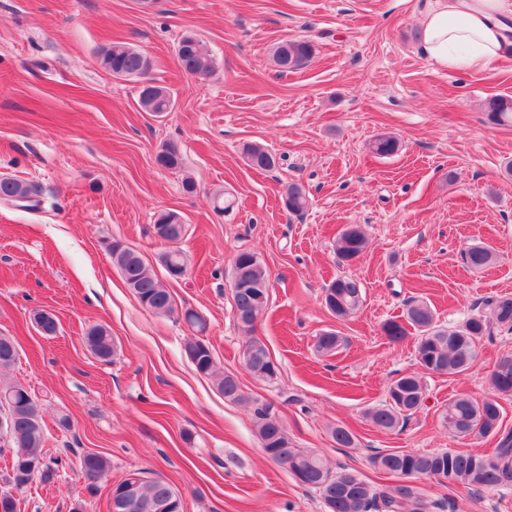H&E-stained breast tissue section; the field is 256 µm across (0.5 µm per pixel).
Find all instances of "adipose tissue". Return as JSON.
Returning <instances> with one entry per match:
<instances>
[{"label":"adipose tissue","instance_id":"ef3b65f1","mask_svg":"<svg viewBox=\"0 0 512 512\" xmlns=\"http://www.w3.org/2000/svg\"><path fill=\"white\" fill-rule=\"evenodd\" d=\"M420 49L442 68H495L512 49V0H435L423 17Z\"/></svg>","mask_w":512,"mask_h":512}]
</instances>
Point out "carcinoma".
<instances>
[{
    "label": "carcinoma",
    "instance_id": "carcinoma-1",
    "mask_svg": "<svg viewBox=\"0 0 512 512\" xmlns=\"http://www.w3.org/2000/svg\"><path fill=\"white\" fill-rule=\"evenodd\" d=\"M315 47L309 40L293 39L280 42L273 51V61L281 73L301 68L314 55ZM180 68L188 75L204 77L215 67L214 58L203 40L193 36L177 53ZM101 64L115 77L125 78L137 71L152 69L150 57L128 43L116 41L101 54ZM139 106L156 115L170 112L174 99L161 86L140 91ZM487 118L493 124L512 120V99L493 97L486 106ZM399 148L392 136H378L371 143V150L379 156H388ZM249 166L260 171H270L277 166L276 154L255 144L243 147ZM156 162L170 170H179L183 158L173 144L162 146ZM34 185L13 177L0 180V197L9 200L15 196L36 195ZM288 211L299 214L309 206L306 191L301 185L288 186ZM181 215L173 210L163 211L155 224L169 225L174 238L179 239L177 225ZM367 239L358 225L345 227L336 239V256L343 262L358 259L366 249ZM106 249L112 263L121 272L128 288L147 310L162 316L175 313V301L161 283L154 270L140 254L120 241L107 243ZM467 263L476 269L491 265L495 253L483 245H473L465 252ZM160 263L171 273L188 271V258L182 248L171 246L160 255ZM231 288L237 322L248 334L245 347L254 351L255 358L249 371L260 380L271 381L278 375V366L270 364V353L262 338L254 335L255 319L264 316L269 303L270 278L260 257L251 250H240L231 264ZM324 298L326 308L338 319L355 316L362 308L361 283L348 276L334 279ZM497 325L512 331V297H501L491 302ZM488 329L487 323L476 315L455 327L437 323L430 306L411 299L406 304L403 319L388 320L382 326L384 334L393 342H400L415 335L417 363L425 370L448 375L468 371L476 360V341ZM90 351L98 359L108 362L116 345L111 331L104 325L90 327L84 336ZM343 338L335 331H325L317 339L315 348L322 355H332L341 346ZM183 351L195 369L214 378L217 389L224 398L233 402H246L238 381L231 374L216 370L214 355L202 339L191 337ZM494 394L481 401L466 396L448 400L441 413V420L454 437H493L497 444L490 454L460 451L421 452L402 450L378 453L370 458L372 467L380 472L406 479H435L452 488L464 484L482 492L494 491L512 484V430L505 431L501 423V406L498 398L512 396V355L502 357L490 378ZM424 391L420 378L408 374L394 380L387 390L384 403L369 408L366 415L381 429L392 430L406 423L421 408ZM12 407L13 431L8 440L11 452V469L6 482L24 487L40 476L50 478L54 467L62 458L47 459L44 451V419L37 401L20 385L0 383V406ZM256 437L266 456L279 466H288V472L297 484L318 492L323 501L332 506V512H430L429 502L411 485L375 486L348 468L332 467L321 454L312 449L296 448L288 439L281 421L266 405L254 409ZM109 459L101 454L88 452L80 457V468L89 480L90 494L98 490L96 481L109 469ZM139 477L137 501L130 512H183L181 495L161 477L149 478L144 472L132 471Z\"/></svg>",
    "mask_w": 512,
    "mask_h": 512
}]
</instances>
